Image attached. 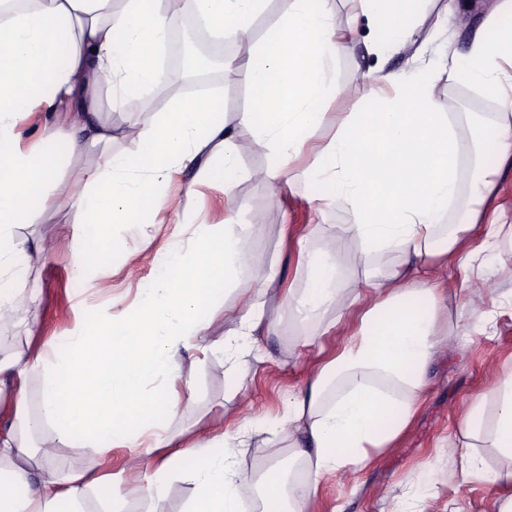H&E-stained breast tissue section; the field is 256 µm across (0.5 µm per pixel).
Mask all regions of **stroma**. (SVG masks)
Listing matches in <instances>:
<instances>
[{
	"mask_svg": "<svg viewBox=\"0 0 512 512\" xmlns=\"http://www.w3.org/2000/svg\"><path fill=\"white\" fill-rule=\"evenodd\" d=\"M500 2L427 0L424 23L414 37L416 46L423 49L424 60L435 62L445 55L465 53L473 31ZM330 7L337 25L349 38V48L336 65L342 92L328 106L332 119L314 134L312 143L316 146L330 141L350 113L371 111L360 85L362 75L379 78L414 66L410 51L389 55L370 51L376 30L360 14L356 0H330ZM213 92L223 98L226 126L241 145L239 166L244 176L233 199H226L222 186L202 181L197 168L174 172L166 191L187 197V205L176 211L160 209L151 223L138 227L112 225L115 248L83 275L73 267L70 248L80 228L74 209L65 204L53 206L34 223L16 226L14 234L26 242L27 250L0 262V282L35 296L38 327L28 339L18 328L0 323V350L25 345L31 352H39L48 344L64 342L78 327L102 319L112 298L133 301L141 281L151 274L152 260L161 258L172 241L189 240L201 224L216 229L229 222L251 227L244 246L254 278L229 292L224 299L226 306L238 305L254 295L258 278H274L284 289L302 287L298 237L309 233L320 246H329L336 225L345 223L347 214L342 205L333 202L330 185L304 178L303 172L313 159L311 151H304L281 172L275 188L255 181V171L268 170L272 159L269 152L250 149L253 132L241 122L244 111L254 103V93L242 81L221 82ZM437 96L442 111L456 119L464 144L471 143L476 127L488 115L512 113V103L494 88L476 89L442 81L437 85ZM67 129L63 116L50 120L37 111L18 122L22 147L34 146L39 132H48V147L57 155L62 173L96 167L101 161L100 148L70 153L65 141ZM319 196L329 199V206L317 207L315 199ZM467 237L486 260L482 294L460 293L462 270L456 257H449L440 269V277L448 285L447 305L440 314L441 323L448 328V340L430 367L431 383L416 416L393 447L379 453L371 466L325 481L309 512H405V492L418 481L431 489L425 512H490L493 504L512 499V481L500 478L501 473L512 470V461L498 456L494 449L481 451L488 464L483 480L465 485L459 473L460 414L474 396L512 374V309L494 307L503 289L512 286V261L498 263L495 255L504 250V243L487 242L480 229L469 230ZM41 239L54 241V250L47 254L35 251L33 245ZM493 309L499 312L497 328L488 336L478 331V316ZM277 312L281 322L260 344L263 362L253 364L248 374L240 377L229 371L225 361L221 347L224 322L211 326L207 335L213 349L194 368L197 400L181 409L172 423L178 429L199 419L221 432L236 429L246 408L261 413L276 437L272 442L257 441L242 449L240 467L254 476L272 464H288L293 450L277 437L288 415V400L305 388L315 368L342 350L349 335L344 324L333 326L323 318L303 325L287 307H278Z\"/></svg>",
	"mask_w": 512,
	"mask_h": 512,
	"instance_id": "35a3bbf8",
	"label": "stroma"
}]
</instances>
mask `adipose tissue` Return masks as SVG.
Wrapping results in <instances>:
<instances>
[{
  "label": "adipose tissue",
  "instance_id": "1",
  "mask_svg": "<svg viewBox=\"0 0 512 512\" xmlns=\"http://www.w3.org/2000/svg\"><path fill=\"white\" fill-rule=\"evenodd\" d=\"M266 2L39 0L30 11L1 10L0 258L23 247L13 227L33 223L52 199L84 216V231L72 246L81 272L112 249L109 225L148 223L173 168L200 164L203 179L233 192L242 176L241 145L226 130L220 97L175 102L148 124L133 118L121 130L130 148L118 153L111 149V125L100 118L104 83L113 109L140 111L158 77V52L176 12L238 41L245 63L226 73L256 93L242 121L253 132L251 148L273 153L276 168L263 178L274 182L278 169L303 151L326 120L345 44L328 0H292L265 41L254 42L252 25ZM421 2L358 0L377 24L372 51L413 44L423 21ZM498 12L476 30L466 59L449 57L432 73L422 63L410 76H386L397 88L391 97L368 84L374 110L352 113L308 171L335 187L348 219L336 227L334 248L301 250L304 286L288 308L305 319L353 309L359 329L288 402L284 438L303 463L301 478L277 465L260 481L239 472L236 451L260 435L258 416L217 440L169 430L178 404L196 396L183 362L207 354L204 333L225 314L224 296L252 275L244 259L246 225L228 224L218 234L204 226L190 250L168 247L133 302L113 299L108 318L36 356L20 350L0 356V403L14 408L12 421L0 427V512H56L63 499L68 512H124L132 501L145 503V512H163L167 466L149 467L145 455L166 448L178 461L179 476L194 487L183 512H244L252 495L262 512H306L322 479L349 466L366 468L374 451L392 447L417 412L429 367L447 339L439 322L447 293L426 278L431 261L457 255L469 291L483 275L484 261L478 251L465 249L464 234L479 221L497 171L478 170L469 182L475 206L468 224L442 232L464 174L465 150L451 115L438 109L435 81L443 77L477 88L501 82L500 62L512 59V25L500 18L512 15V0H502ZM37 108L65 113L71 152L104 145L102 163L65 180L55 158L22 148L17 120ZM140 170L147 171L146 181H124V174ZM384 252L400 262L381 275L365 270L372 299L363 302L357 285L341 283V262H366ZM225 315L233 326L224 337V355L242 374L249 368L247 344L266 336L274 323L253 303ZM33 376L39 379L34 400L27 389ZM177 383L182 393L173 392ZM491 403L496 410L490 417ZM459 432L512 459V374L470 403ZM76 441L102 465L113 447L128 449L125 471L62 467L60 450ZM218 442L220 456L211 452Z\"/></svg>",
  "mask_w": 512,
  "mask_h": 512
}]
</instances>
